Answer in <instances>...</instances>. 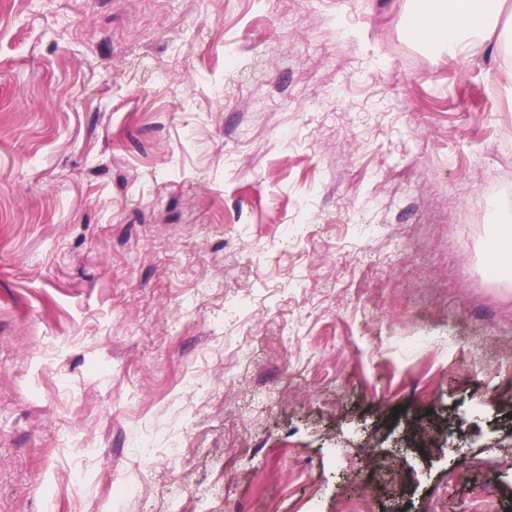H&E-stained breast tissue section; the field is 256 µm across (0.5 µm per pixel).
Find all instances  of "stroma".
<instances>
[{"instance_id":"obj_1","label":"stroma","mask_w":512,"mask_h":512,"mask_svg":"<svg viewBox=\"0 0 512 512\" xmlns=\"http://www.w3.org/2000/svg\"><path fill=\"white\" fill-rule=\"evenodd\" d=\"M511 215L512 0H0V512H512ZM415 29L429 42L456 55L498 28L503 0H412Z\"/></svg>"}]
</instances>
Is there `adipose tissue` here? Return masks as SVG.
<instances>
[{"label":"adipose tissue","mask_w":512,"mask_h":512,"mask_svg":"<svg viewBox=\"0 0 512 512\" xmlns=\"http://www.w3.org/2000/svg\"><path fill=\"white\" fill-rule=\"evenodd\" d=\"M415 29L429 42L456 55L498 28L503 0H412Z\"/></svg>","instance_id":"obj_1"}]
</instances>
